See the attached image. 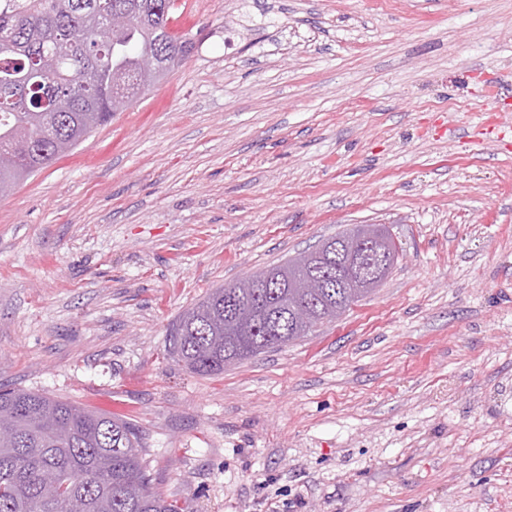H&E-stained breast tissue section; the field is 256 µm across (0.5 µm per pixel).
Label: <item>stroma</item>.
Wrapping results in <instances>:
<instances>
[{
  "label": "stroma",
  "mask_w": 512,
  "mask_h": 512,
  "mask_svg": "<svg viewBox=\"0 0 512 512\" xmlns=\"http://www.w3.org/2000/svg\"><path fill=\"white\" fill-rule=\"evenodd\" d=\"M170 27L183 66L0 198V386L134 423L182 512H512V0ZM355 224L404 257L340 319L219 375L170 355L210 289Z\"/></svg>",
  "instance_id": "obj_1"
}]
</instances>
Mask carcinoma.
<instances>
[{"label":"carcinoma","instance_id":"cac0c4a2","mask_svg":"<svg viewBox=\"0 0 512 512\" xmlns=\"http://www.w3.org/2000/svg\"><path fill=\"white\" fill-rule=\"evenodd\" d=\"M176 0H0V196L71 151L94 130L182 66L193 42L170 31ZM120 8L131 24L114 33L98 16ZM160 56L145 78L141 61ZM258 292L211 289L172 325L170 353L201 375L301 339L289 308L304 305L310 336L374 292L289 287L288 262L267 267ZM0 512H179L151 487L142 438L130 421L23 390H0Z\"/></svg>","mask_w":512,"mask_h":512}]
</instances>
